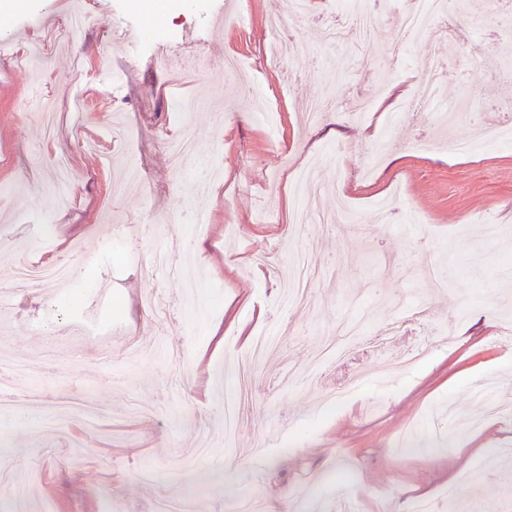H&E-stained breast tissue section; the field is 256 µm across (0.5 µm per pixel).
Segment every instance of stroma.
<instances>
[{
  "instance_id": "stroma-1",
  "label": "stroma",
  "mask_w": 512,
  "mask_h": 512,
  "mask_svg": "<svg viewBox=\"0 0 512 512\" xmlns=\"http://www.w3.org/2000/svg\"><path fill=\"white\" fill-rule=\"evenodd\" d=\"M121 0H83L91 26L60 40L71 0H32L12 12L0 37L26 61L0 55V288L16 259L96 266L70 290L35 285L0 309V343L31 366L13 377L17 400L0 409V512H154L187 496L196 512H230L255 495L266 512H314L353 497L361 512H405L413 498L435 512L493 502L512 512V467L493 461L512 431L486 416L480 381L512 399V237L488 240L486 221L512 226V141L473 157L418 149L441 138L442 116H392L396 86L422 92L427 76L464 114L451 138L473 136L477 119L512 115V0L461 7L447 0L452 40L423 31L397 61L395 38L409 0H370L380 22L361 46L331 47L326 25L343 0H309L289 16L295 52L269 57L267 16L288 0H169L141 10L136 51L112 41ZM243 63L236 76L224 59ZM105 66L112 98L94 97ZM81 87L71 111L64 96ZM331 89L336 108L307 121L311 97ZM374 109L359 112L361 99ZM177 98L197 109L175 111ZM189 129L218 173L201 200L204 226L183 221L199 173L178 171L166 143ZM333 152L321 191L298 197L290 172ZM70 180L49 188L58 154ZM401 183L391 219L367 235L319 223L346 205L370 217ZM54 245L41 246L42 224ZM188 244V267L204 269L193 309L186 284L151 265L162 245ZM339 265L335 283L314 285L307 303L280 310L298 261ZM452 278L428 287L423 262ZM112 295L99 301L96 289ZM282 331L278 351L254 368L250 416L224 435V401L261 331ZM431 348L408 370L373 371L418 339ZM138 342L134 360L100 361L105 347ZM350 389L346 403L326 401ZM82 406L97 418L83 424ZM421 449H401L405 432ZM485 467L477 484L460 475ZM152 481L140 478L142 471ZM454 501H447L449 486Z\"/></svg>"
}]
</instances>
